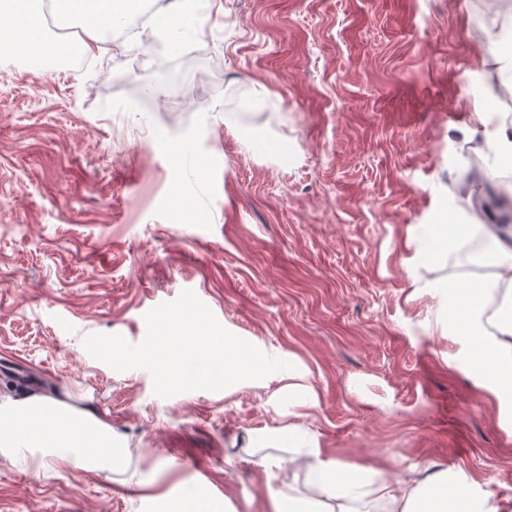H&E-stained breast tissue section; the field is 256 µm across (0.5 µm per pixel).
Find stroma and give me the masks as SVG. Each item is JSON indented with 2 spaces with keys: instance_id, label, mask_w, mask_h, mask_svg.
Listing matches in <instances>:
<instances>
[{
  "instance_id": "obj_1",
  "label": "stroma",
  "mask_w": 512,
  "mask_h": 512,
  "mask_svg": "<svg viewBox=\"0 0 512 512\" xmlns=\"http://www.w3.org/2000/svg\"><path fill=\"white\" fill-rule=\"evenodd\" d=\"M502 3L210 0L185 61L151 24L103 34L77 74L0 59V395L106 417L127 453L121 474L0 458V512H166L190 492L269 512L257 447L305 491V445L258 439L298 409L287 376L228 390L199 379L222 355L188 353L171 377L152 352L168 313L306 364L325 459L512 497V418L429 289L481 277L457 250L418 256L440 207L512 211L503 173L466 183L451 159L484 137L475 108H506L468 86L500 66L480 18Z\"/></svg>"
}]
</instances>
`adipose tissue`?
I'll list each match as a JSON object with an SVG mask.
<instances>
[{"label":"adipose tissue","instance_id":"1","mask_svg":"<svg viewBox=\"0 0 512 512\" xmlns=\"http://www.w3.org/2000/svg\"><path fill=\"white\" fill-rule=\"evenodd\" d=\"M48 0H0V57L22 56L48 61L86 56L104 30L123 18L132 0H49L57 11L75 17L84 25V35L74 41L52 42L42 30V11ZM502 268L500 276L461 290L441 288V310L449 325L457 326V339L466 350L472 372L480 375L484 389L502 410L512 413V300L495 312H488L491 298L501 291L512 293V255H489ZM170 330L161 345L169 371H177L180 357L189 352L220 351L223 367L205 374V381L223 380L234 388L263 380L278 372L282 353L264 354L241 363L232 335H221L204 327L169 320ZM51 412L49 424H41L44 412ZM40 454L58 464L92 472L121 467L124 452L112 434L111 424L102 417L87 415L68 402L43 394L0 399V451L17 454L19 449ZM268 478L279 479L282 488L270 499L271 512H351L349 503L368 484L376 485L385 512H500L501 504L492 493L478 489L475 481L448 482L446 472L429 474L424 480H389L382 470L370 465H349L324 459L320 449L306 457L308 491L289 493L288 473L275 469L273 462H259Z\"/></svg>","mask_w":512,"mask_h":512}]
</instances>
